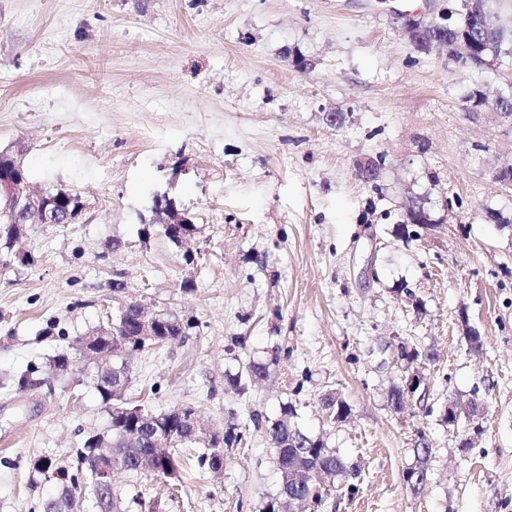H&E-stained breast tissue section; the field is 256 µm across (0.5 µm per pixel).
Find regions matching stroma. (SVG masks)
I'll use <instances>...</instances> for the list:
<instances>
[{
    "label": "stroma",
    "mask_w": 512,
    "mask_h": 512,
    "mask_svg": "<svg viewBox=\"0 0 512 512\" xmlns=\"http://www.w3.org/2000/svg\"><path fill=\"white\" fill-rule=\"evenodd\" d=\"M511 77L415 52L391 0H0V153L83 205L26 225L28 262L0 254V512H44L106 428L76 340L129 300L195 326L134 359L128 397L245 434L221 475L184 461L176 493L116 474L125 512H261L280 474L251 417L287 404L360 470L324 512H512V186L494 178L512 127L469 102ZM159 196L197 224L189 249L149 231ZM413 199L433 225L408 239ZM402 343L435 360L398 412ZM252 363L265 380L235 391ZM452 396L483 405L479 428L448 426Z\"/></svg>",
    "instance_id": "obj_1"
}]
</instances>
